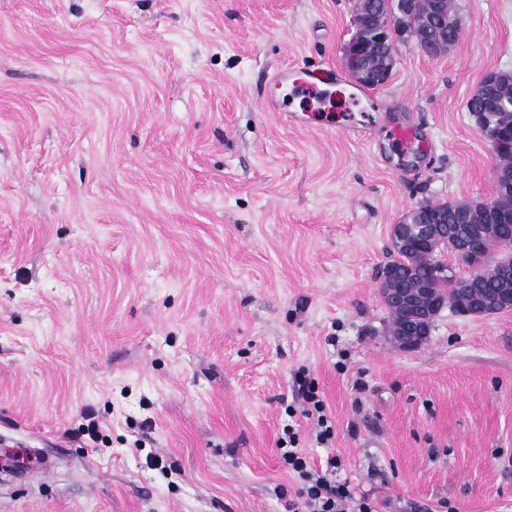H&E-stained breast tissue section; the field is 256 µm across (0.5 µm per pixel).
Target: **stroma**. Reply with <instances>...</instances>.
<instances>
[{"label":"stroma","mask_w":512,"mask_h":512,"mask_svg":"<svg viewBox=\"0 0 512 512\" xmlns=\"http://www.w3.org/2000/svg\"><path fill=\"white\" fill-rule=\"evenodd\" d=\"M353 5L0 0V512H289L284 426L327 452L300 374L378 512H512V312L405 351L376 287L408 208L496 193L466 102L512 74V0H455L370 99ZM286 69L335 110L268 111ZM297 396L306 404L307 408L303 409V414L307 419L314 421L316 425V441L325 448L332 443L334 437V428L332 421L327 413L324 400L316 391L312 384L298 381Z\"/></svg>","instance_id":"obj_1"}]
</instances>
